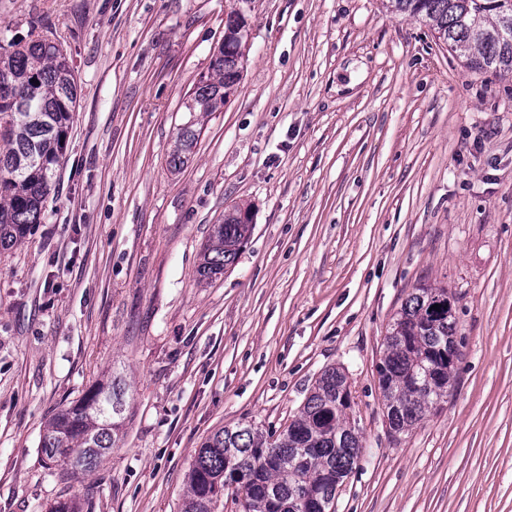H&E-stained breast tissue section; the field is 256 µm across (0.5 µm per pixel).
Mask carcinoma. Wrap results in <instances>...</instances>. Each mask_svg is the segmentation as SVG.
Returning a JSON list of instances; mask_svg holds the SVG:
<instances>
[{
	"label": "carcinoma",
	"instance_id": "obj_1",
	"mask_svg": "<svg viewBox=\"0 0 512 512\" xmlns=\"http://www.w3.org/2000/svg\"><path fill=\"white\" fill-rule=\"evenodd\" d=\"M392 11L426 23L438 40L479 74L512 73V7L502 0H389ZM247 36L245 14H225L224 42L185 104L208 114L224 108L241 78ZM78 98L68 58L47 35L0 34V251L13 248L42 223ZM201 130L187 122L176 136L170 164L183 166ZM253 230L248 210L233 206L212 227L197 273L209 280L234 264ZM440 305V310L432 306ZM448 289L417 285L393 317L377 366L392 433L419 425L452 390L448 356L459 358ZM347 376L326 368L300 415L277 436L250 425L224 426L199 448L188 471L182 512H215L234 487L241 512H335L336 481L348 478L362 442L341 410ZM126 389L114 377L60 409L39 448L73 473L93 472L120 441Z\"/></svg>",
	"mask_w": 512,
	"mask_h": 512
}]
</instances>
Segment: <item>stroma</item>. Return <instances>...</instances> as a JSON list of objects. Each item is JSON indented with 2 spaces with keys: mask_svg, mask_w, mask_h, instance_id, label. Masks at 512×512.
I'll use <instances>...</instances> for the list:
<instances>
[{
  "mask_svg": "<svg viewBox=\"0 0 512 512\" xmlns=\"http://www.w3.org/2000/svg\"><path fill=\"white\" fill-rule=\"evenodd\" d=\"M387 0H246L247 62L168 164L230 0H0L79 84L45 222L0 255V512H181L217 429L281 430L343 368L361 460L336 512H512V74L478 75ZM253 232L197 269L225 209ZM447 288L453 394L391 433L376 367L411 288ZM125 379L122 439L48 465L52 415ZM197 124L189 121L179 128L170 157V164L173 168L177 169L183 166L188 160V155L196 146L201 133V128L196 127Z\"/></svg>",
  "mask_w": 512,
  "mask_h": 512,
  "instance_id": "35a3bbf8",
  "label": "stroma"
}]
</instances>
